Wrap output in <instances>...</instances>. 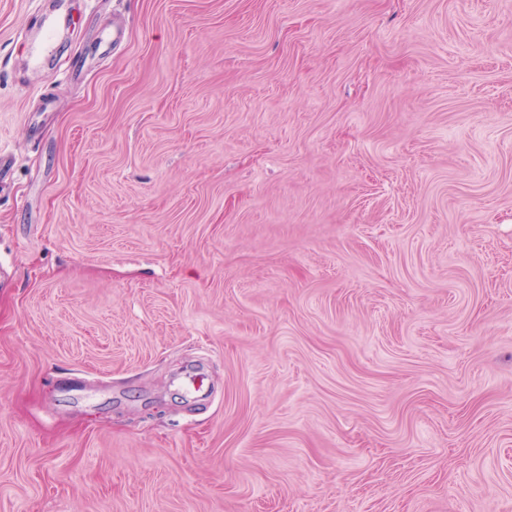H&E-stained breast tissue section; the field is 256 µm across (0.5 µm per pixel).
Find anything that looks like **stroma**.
I'll use <instances>...</instances> for the list:
<instances>
[{
    "label": "stroma",
    "mask_w": 512,
    "mask_h": 512,
    "mask_svg": "<svg viewBox=\"0 0 512 512\" xmlns=\"http://www.w3.org/2000/svg\"><path fill=\"white\" fill-rule=\"evenodd\" d=\"M0 152V512H512V0H0Z\"/></svg>",
    "instance_id": "obj_1"
}]
</instances>
